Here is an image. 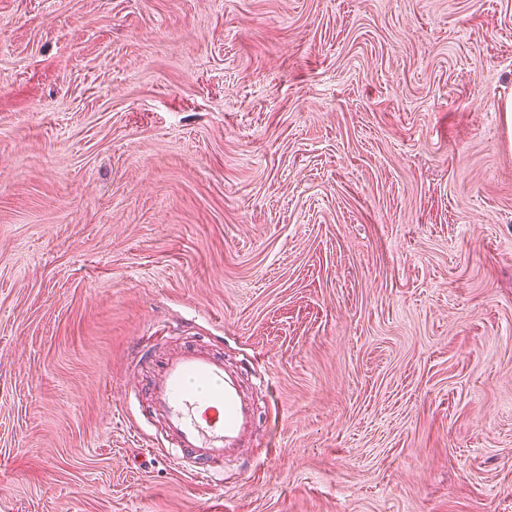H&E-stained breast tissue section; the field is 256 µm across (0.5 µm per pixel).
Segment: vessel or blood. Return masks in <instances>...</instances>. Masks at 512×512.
Returning a JSON list of instances; mask_svg holds the SVG:
<instances>
[{"label":"vessel or blood","mask_w":512,"mask_h":512,"mask_svg":"<svg viewBox=\"0 0 512 512\" xmlns=\"http://www.w3.org/2000/svg\"><path fill=\"white\" fill-rule=\"evenodd\" d=\"M147 394L168 455L199 479L223 474L227 458L243 447L259 414L242 374L229 371L222 354L197 342L156 363Z\"/></svg>","instance_id":"1"}]
</instances>
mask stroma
I'll return each instance as SVG.
<instances>
[{"label":"stroma","instance_id":"1","mask_svg":"<svg viewBox=\"0 0 512 512\" xmlns=\"http://www.w3.org/2000/svg\"><path fill=\"white\" fill-rule=\"evenodd\" d=\"M510 99L512 0H0V512H512ZM151 416L167 453L199 479L224 476L226 460L252 433L260 414L241 373L230 372L210 345L183 344L155 364L147 387Z\"/></svg>","mask_w":512,"mask_h":512}]
</instances>
